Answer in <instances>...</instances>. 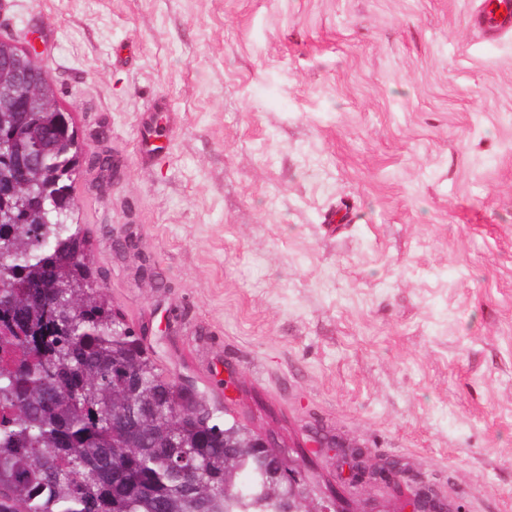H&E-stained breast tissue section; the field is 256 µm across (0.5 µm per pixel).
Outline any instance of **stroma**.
Here are the masks:
<instances>
[{"label":"stroma","mask_w":512,"mask_h":512,"mask_svg":"<svg viewBox=\"0 0 512 512\" xmlns=\"http://www.w3.org/2000/svg\"><path fill=\"white\" fill-rule=\"evenodd\" d=\"M480 3L0 0L83 151L121 165L73 190L107 297L360 510L393 489L342 483L309 430L512 512V33Z\"/></svg>","instance_id":"35a3bbf8"}]
</instances>
